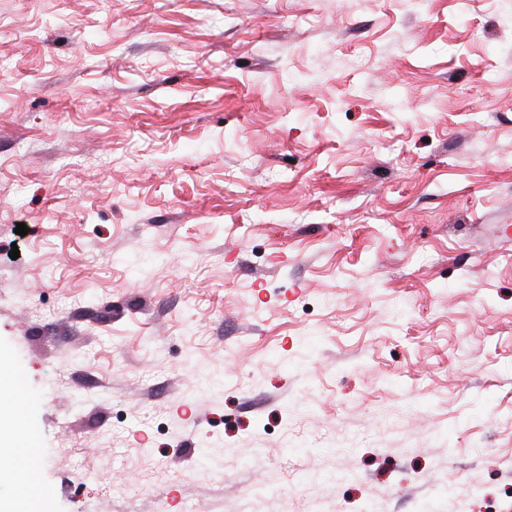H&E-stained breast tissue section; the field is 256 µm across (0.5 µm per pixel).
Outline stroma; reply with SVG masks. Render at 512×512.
Segmentation results:
<instances>
[{"label":"stroma","mask_w":512,"mask_h":512,"mask_svg":"<svg viewBox=\"0 0 512 512\" xmlns=\"http://www.w3.org/2000/svg\"><path fill=\"white\" fill-rule=\"evenodd\" d=\"M510 255L512 0H0L50 512H512Z\"/></svg>","instance_id":"1"}]
</instances>
